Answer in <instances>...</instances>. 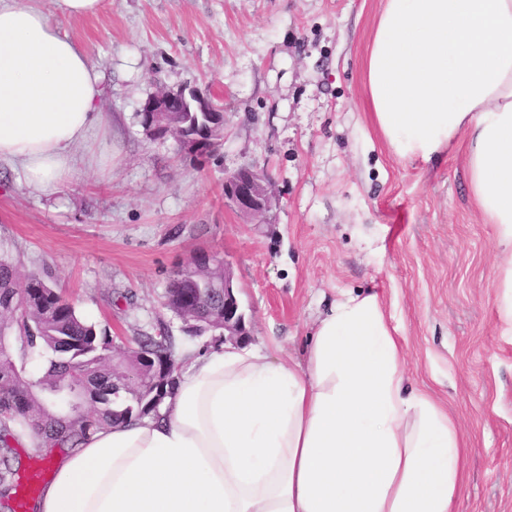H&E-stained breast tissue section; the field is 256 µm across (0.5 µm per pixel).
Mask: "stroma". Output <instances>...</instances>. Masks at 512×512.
Segmentation results:
<instances>
[{"label": "stroma", "mask_w": 512, "mask_h": 512, "mask_svg": "<svg viewBox=\"0 0 512 512\" xmlns=\"http://www.w3.org/2000/svg\"><path fill=\"white\" fill-rule=\"evenodd\" d=\"M41 5L105 71V124L54 194L0 161V257L49 274L99 334L128 344L165 329L180 351L213 343L162 305L199 250L230 261L251 344L296 358L341 292L376 290L405 339L407 379L447 408L468 448L453 512H512L501 248L469 192L465 142L400 158L373 124L364 58L382 0H103L80 18ZM163 86L223 106L216 152L193 160L174 139H148L138 112ZM244 165L272 185L266 219L224 199Z\"/></svg>", "instance_id": "stroma-1"}]
</instances>
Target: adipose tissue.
<instances>
[{"mask_svg":"<svg viewBox=\"0 0 512 512\" xmlns=\"http://www.w3.org/2000/svg\"><path fill=\"white\" fill-rule=\"evenodd\" d=\"M364 71L391 152L426 162L465 140L512 325V0H384ZM104 81L36 0H0V160L34 192L78 175L72 148L103 126ZM277 349L192 353L158 415L76 448L14 425L53 471L34 512H452L467 450L447 410L406 386L379 292L341 293L303 361Z\"/></svg>","mask_w":512,"mask_h":512,"instance_id":"obj_1","label":"adipose tissue"}]
</instances>
